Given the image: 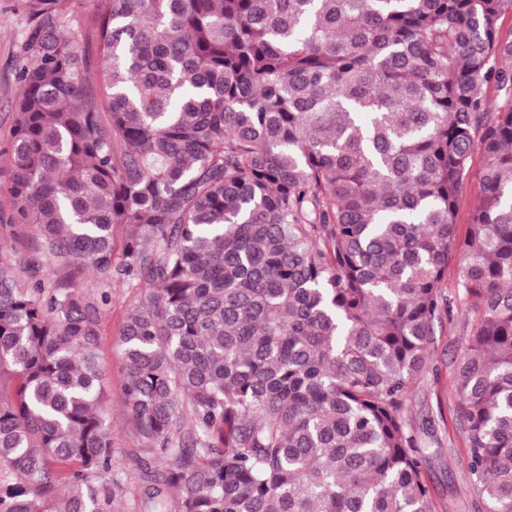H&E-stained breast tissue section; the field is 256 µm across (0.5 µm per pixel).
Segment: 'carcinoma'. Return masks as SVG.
Here are the masks:
<instances>
[{
  "instance_id": "obj_1",
  "label": "carcinoma",
  "mask_w": 512,
  "mask_h": 512,
  "mask_svg": "<svg viewBox=\"0 0 512 512\" xmlns=\"http://www.w3.org/2000/svg\"><path fill=\"white\" fill-rule=\"evenodd\" d=\"M80 5L27 4L0 194L37 247L0 262V512H115L130 472L134 512H434L406 409L457 254L467 470L512 512V0H100L94 74ZM135 280L121 458L99 313ZM97 0H83L82 7L72 18L68 33L74 35L79 42L80 50L85 52L90 61L92 71L100 66L95 42L88 38L94 29ZM481 167V159L479 155H475L471 170L470 181L467 187L461 193L458 200L456 217V235L460 242H462L466 236L470 214L476 204V199L478 195V178L480 175Z\"/></svg>"
}]
</instances>
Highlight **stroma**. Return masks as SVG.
I'll list each match as a JSON object with an SVG mask.
<instances>
[{"label":"stroma","mask_w":512,"mask_h":512,"mask_svg":"<svg viewBox=\"0 0 512 512\" xmlns=\"http://www.w3.org/2000/svg\"><path fill=\"white\" fill-rule=\"evenodd\" d=\"M27 19L22 0H0V182L8 177L6 148L21 91L14 58ZM458 279L459 264L454 261L448 266L446 288L450 314L435 326V348L415 387L408 415L414 424L432 425L430 460L424 466L423 478L430 487L435 512H485L471 492L468 444L456 418L458 397L451 386L453 361L463 352L478 319L477 305L458 288ZM146 289L143 282L112 285V302L100 312L99 355L108 377L106 411L112 446L122 454L137 448L139 441L122 402L125 363L119 333L129 307Z\"/></svg>","instance_id":"1"}]
</instances>
